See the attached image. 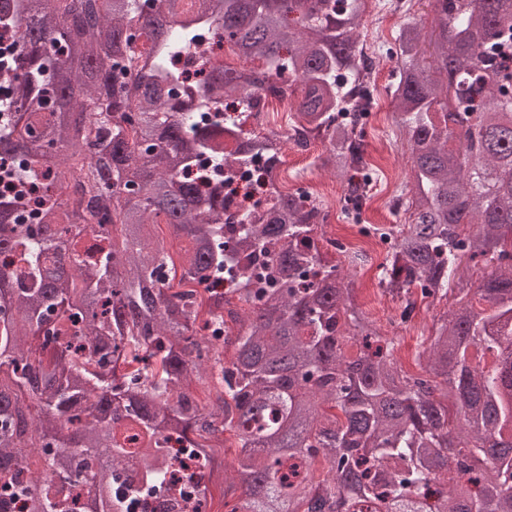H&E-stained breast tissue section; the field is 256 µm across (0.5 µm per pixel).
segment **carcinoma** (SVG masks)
Wrapping results in <instances>:
<instances>
[{
    "label": "carcinoma",
    "mask_w": 512,
    "mask_h": 512,
    "mask_svg": "<svg viewBox=\"0 0 512 512\" xmlns=\"http://www.w3.org/2000/svg\"><path fill=\"white\" fill-rule=\"evenodd\" d=\"M364 2L3 5L0 175L35 165L53 180L32 198L40 224L14 223L23 204L0 195V249L15 252L0 265V505L84 512L97 485L96 512H123L122 477L169 490L176 434L200 482L242 489L230 512H512V457L493 453L512 449V0H431L434 37L407 19L386 48L410 184L392 201L404 223L371 227L387 243L378 283L404 322L415 288L447 304L420 373L323 263L321 201L270 190L274 168L233 185L283 137L265 127L270 95L297 96L291 126L328 141L316 162L347 193L379 178L359 117L373 83ZM205 28L260 65L214 64L183 86L176 61ZM203 155L224 183L193 173ZM233 208L239 221H224ZM152 224L191 243L176 285ZM229 321L224 341L209 334ZM191 376L221 390L203 404ZM226 431L239 451L220 472L202 448L224 447ZM318 457L321 482L288 474Z\"/></svg>",
    "instance_id": "cac0c4a2"
}]
</instances>
